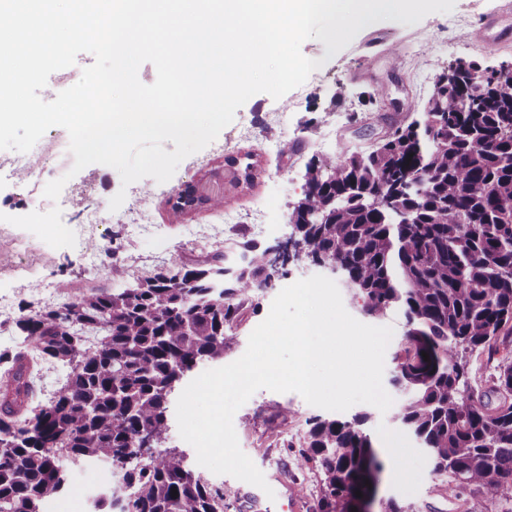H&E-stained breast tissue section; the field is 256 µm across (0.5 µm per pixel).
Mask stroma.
Wrapping results in <instances>:
<instances>
[{
    "instance_id": "obj_1",
    "label": "stroma",
    "mask_w": 512,
    "mask_h": 512,
    "mask_svg": "<svg viewBox=\"0 0 512 512\" xmlns=\"http://www.w3.org/2000/svg\"><path fill=\"white\" fill-rule=\"evenodd\" d=\"M503 4L455 0L450 12L428 14L413 25L390 20L369 25L331 57L319 40L304 41L303 55L321 60V67L281 98L252 96L213 142L185 158L163 183L146 177L125 187L114 168L98 164L72 172L68 133L50 128L32 149L39 167L0 177V352L20 344L14 322L21 309L56 307L86 288H128L157 271L215 254L231 269L247 243L273 246L286 240L312 158L371 150L391 128L418 118L439 74L456 62L474 61L484 69L512 64V41L470 38L480 19L503 14ZM380 87L386 98L368 100V93ZM247 154L254 163L252 184L220 186L217 176L225 171V158ZM61 177L66 184L59 198L44 197L45 185ZM191 184L223 191L222 207L192 208L180 223H170L175 192ZM121 190L126 193L122 206L110 210V199ZM116 268L122 277L113 276ZM320 272L304 260L289 265L274 287L246 301L229 331L233 345L225 363L243 355L280 289ZM62 282L68 283V292H59ZM391 397L394 405L387 412L359 403L343 413L348 419L370 411L365 429L374 441L395 434L405 444L402 456L381 451V496L396 499L406 512H458L448 499L447 477L434 473L430 455L404 434L396 418L401 393ZM321 413L298 393L267 389L256 391L236 411L239 446L268 487L202 470L205 480L223 486L228 512H315L321 471L314 462L299 465L297 456L310 420ZM62 465L69 472L68 491L46 502L42 512H93L96 495L119 483L111 468L97 461L66 459ZM403 465L416 470L413 481L398 477Z\"/></svg>"
}]
</instances>
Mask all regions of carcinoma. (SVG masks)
<instances>
[{"mask_svg":"<svg viewBox=\"0 0 512 512\" xmlns=\"http://www.w3.org/2000/svg\"><path fill=\"white\" fill-rule=\"evenodd\" d=\"M472 70L441 74L433 110L369 152L312 158L288 238L292 260L335 267L366 316L403 310L398 420L434 472L448 475L459 508L484 491L512 500V361L498 359L493 405L471 386L467 360L480 350L494 358L501 333H512V93L490 76L473 97ZM220 261L117 292L89 288L15 321L23 350L0 352V512H41L65 492L62 452L120 476L121 492L100 499V510L224 512V487L165 447L170 400L197 366L224 360L243 301L285 272L269 248L250 243L235 279L215 288ZM40 359L70 368L44 404ZM367 419L312 420L299 457L319 463L317 512H352L374 491L384 462L362 429Z\"/></svg>","mask_w":512,"mask_h":512,"instance_id":"1","label":"carcinoma"}]
</instances>
